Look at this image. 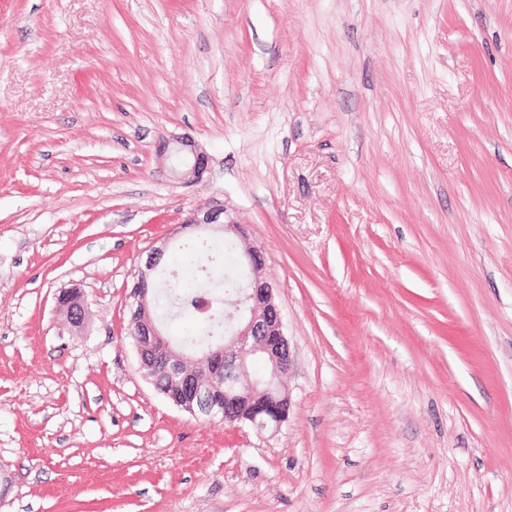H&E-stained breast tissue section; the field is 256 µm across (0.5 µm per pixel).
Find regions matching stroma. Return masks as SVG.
Segmentation results:
<instances>
[{
	"label": "stroma",
	"mask_w": 512,
	"mask_h": 512,
	"mask_svg": "<svg viewBox=\"0 0 512 512\" xmlns=\"http://www.w3.org/2000/svg\"><path fill=\"white\" fill-rule=\"evenodd\" d=\"M212 201L277 287L275 431L129 334ZM0 512H512V0H0ZM158 155L170 163L175 177L186 184L201 180L208 170L206 153L188 138L164 140Z\"/></svg>",
	"instance_id": "stroma-1"
}]
</instances>
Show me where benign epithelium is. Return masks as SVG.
<instances>
[{
  "label": "benign epithelium",
  "mask_w": 512,
  "mask_h": 512,
  "mask_svg": "<svg viewBox=\"0 0 512 512\" xmlns=\"http://www.w3.org/2000/svg\"><path fill=\"white\" fill-rule=\"evenodd\" d=\"M159 157L169 162L175 177L186 184L201 180L208 170L206 153L188 138L164 141ZM203 228H221L224 235L243 244L246 281L236 297L227 302L229 329L224 336V347L197 359L210 368L208 377L200 379L185 370V358L161 337L150 312L147 282L169 246L166 241L153 249L133 286L130 325L134 327L132 336L140 365L162 370L173 387L166 399L194 416L218 417L233 427L246 424L258 433L276 430L288 415L285 406L289 395L283 377L291 366V353L275 301V288L264 275L262 251L247 242L244 225L230 217L221 202L214 201L191 210L178 226L177 233H194ZM56 300L57 308L65 314L69 324L75 329L81 328L85 320L83 305L70 304L61 293ZM253 358L264 361L266 380H258L248 372V362ZM242 398L253 401V410L247 419L236 415L238 401Z\"/></svg>",
  "instance_id": "1"
}]
</instances>
